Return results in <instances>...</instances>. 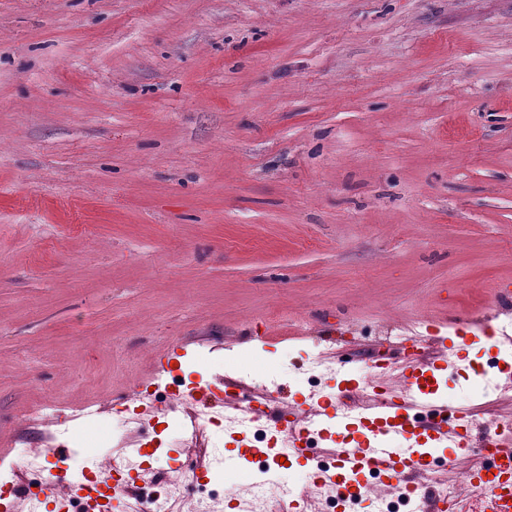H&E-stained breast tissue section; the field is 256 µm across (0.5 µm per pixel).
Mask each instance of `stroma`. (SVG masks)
<instances>
[{"label": "stroma", "mask_w": 512, "mask_h": 512, "mask_svg": "<svg viewBox=\"0 0 512 512\" xmlns=\"http://www.w3.org/2000/svg\"><path fill=\"white\" fill-rule=\"evenodd\" d=\"M512 0H0V443L112 422L177 342L285 405L338 399L426 319L512 325ZM278 321H271V313ZM271 335L275 344L256 339ZM469 346L440 394L494 420ZM99 413L81 415L82 406ZM188 419L130 422L150 469ZM245 512L308 473L218 434Z\"/></svg>", "instance_id": "stroma-1"}]
</instances>
